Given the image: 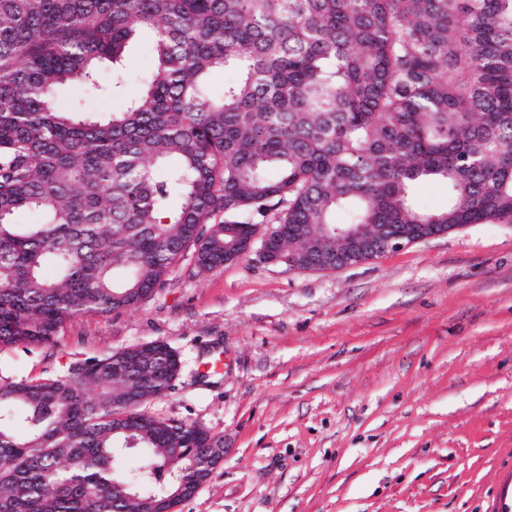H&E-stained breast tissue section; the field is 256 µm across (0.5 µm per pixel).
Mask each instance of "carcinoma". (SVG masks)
<instances>
[{
    "label": "carcinoma",
    "mask_w": 512,
    "mask_h": 512,
    "mask_svg": "<svg viewBox=\"0 0 512 512\" xmlns=\"http://www.w3.org/2000/svg\"><path fill=\"white\" fill-rule=\"evenodd\" d=\"M142 29L155 62L122 111L56 105L62 86L122 91ZM430 180L448 184L442 210L416 199ZM22 209L39 222L16 223ZM338 210L379 251L512 224V0H0V351L135 310L179 266L258 261L262 241L242 246L254 224L303 270L360 258ZM179 370L152 341L0 376V512L190 497L224 437L146 411ZM132 452L145 464L128 473Z\"/></svg>",
    "instance_id": "cac0c4a2"
}]
</instances>
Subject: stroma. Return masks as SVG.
I'll return each mask as SVG.
<instances>
[{"label": "stroma", "instance_id": "35a3bbf8", "mask_svg": "<svg viewBox=\"0 0 512 512\" xmlns=\"http://www.w3.org/2000/svg\"><path fill=\"white\" fill-rule=\"evenodd\" d=\"M126 92L153 64L141 32ZM90 117L124 95L61 91ZM162 340L181 370L150 414L224 438L177 512H512V224H471L347 268L177 270L138 309L68 322L0 375Z\"/></svg>", "mask_w": 512, "mask_h": 512}]
</instances>
